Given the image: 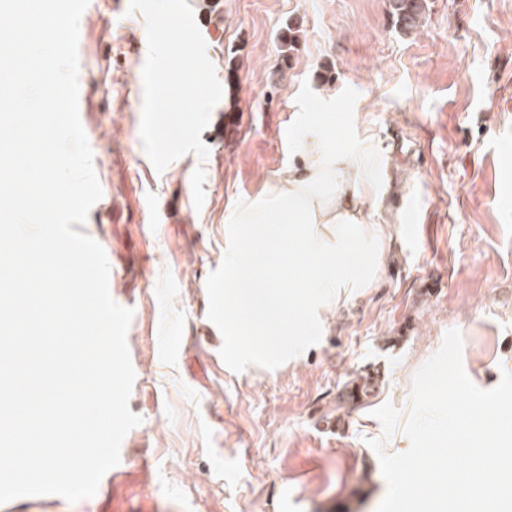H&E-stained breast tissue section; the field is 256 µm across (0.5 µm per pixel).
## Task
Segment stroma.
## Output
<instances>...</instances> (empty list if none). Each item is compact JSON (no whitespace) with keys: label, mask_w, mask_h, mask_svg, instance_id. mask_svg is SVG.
Wrapping results in <instances>:
<instances>
[{"label":"stroma","mask_w":512,"mask_h":512,"mask_svg":"<svg viewBox=\"0 0 512 512\" xmlns=\"http://www.w3.org/2000/svg\"><path fill=\"white\" fill-rule=\"evenodd\" d=\"M188 2L224 97L207 160L160 172L140 139L143 14L89 0L80 17L79 115L102 189L80 231L134 311L129 408L142 422L94 497L29 496L9 512H377L379 455L409 449L413 376L445 332H461L479 388L512 372V0H426L407 34L389 0ZM317 112L381 147L388 191L372 213L391 241L320 335L243 366L224 352L213 293L224 214L292 161L289 130Z\"/></svg>","instance_id":"stroma-1"}]
</instances>
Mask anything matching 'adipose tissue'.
<instances>
[{
	"label": "adipose tissue",
	"mask_w": 512,
	"mask_h": 512,
	"mask_svg": "<svg viewBox=\"0 0 512 512\" xmlns=\"http://www.w3.org/2000/svg\"><path fill=\"white\" fill-rule=\"evenodd\" d=\"M297 163L224 219V349L236 359H277L285 336H312L325 311L369 287L385 255L370 202L384 188L383 155L354 146L324 115L291 138ZM310 291L292 298L290 284Z\"/></svg>",
	"instance_id": "obj_1"
}]
</instances>
